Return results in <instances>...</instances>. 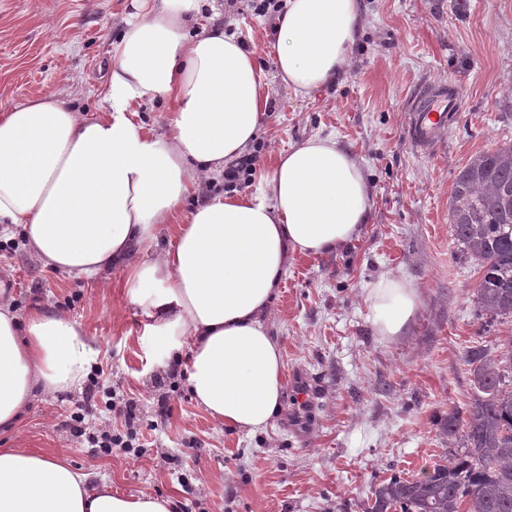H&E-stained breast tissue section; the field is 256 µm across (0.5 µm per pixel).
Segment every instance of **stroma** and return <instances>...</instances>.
Here are the masks:
<instances>
[{
	"label": "stroma",
	"mask_w": 512,
	"mask_h": 512,
	"mask_svg": "<svg viewBox=\"0 0 512 512\" xmlns=\"http://www.w3.org/2000/svg\"><path fill=\"white\" fill-rule=\"evenodd\" d=\"M361 0L362 31L344 73L295 96L275 69L276 36L247 0L203 5L202 24L223 23L255 51L276 109L248 193H258L282 151L335 137L362 163L372 209L358 239L319 256H288L268 327L284 357L282 407L262 432L224 429L200 407L186 378H170L167 340L141 313L158 293L130 299L124 274L88 284L43 267L22 231L0 238V283L19 314L48 303L83 327L104 386L135 400L143 421L158 395L172 412L157 442L127 456L92 455L70 427L82 390L46 395L18 424L23 447L94 466L113 490L176 501L177 512H367L382 480L411 477L453 440L439 424L472 396L465 353L512 335V320L483 331L474 301L479 275L457 252L448 199L475 153L512 145V0ZM130 0H0V110L58 93L76 111L100 113V92ZM452 81L466 99L434 148H417L407 109L423 88ZM394 276L418 293L408 328L379 335L367 290ZM314 395L297 409V391ZM168 448L172 464L154 459ZM194 478L186 493L178 474Z\"/></svg>",
	"instance_id": "35a3bbf8"
}]
</instances>
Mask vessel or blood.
Wrapping results in <instances>:
<instances>
[{
	"label": "vessel or blood",
	"instance_id": "obj_1",
	"mask_svg": "<svg viewBox=\"0 0 512 512\" xmlns=\"http://www.w3.org/2000/svg\"><path fill=\"white\" fill-rule=\"evenodd\" d=\"M463 95L456 83L433 85L413 99L409 108V131L423 149L434 146L448 128V115L460 111Z\"/></svg>",
	"mask_w": 512,
	"mask_h": 512
}]
</instances>
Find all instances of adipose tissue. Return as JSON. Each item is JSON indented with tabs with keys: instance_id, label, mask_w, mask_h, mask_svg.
<instances>
[{
	"instance_id": "1",
	"label": "adipose tissue",
	"mask_w": 512,
	"mask_h": 512,
	"mask_svg": "<svg viewBox=\"0 0 512 512\" xmlns=\"http://www.w3.org/2000/svg\"><path fill=\"white\" fill-rule=\"evenodd\" d=\"M110 53L107 107L76 112L50 93L0 112V238L22 226L33 257L93 282L127 276L131 294L162 289L146 330L186 357L196 402L225 428L252 434L281 408L283 358L267 317L289 253L348 246L368 220L371 190L359 160L331 137L279 153L262 195L221 193L176 224L196 179L215 180L257 137L268 94L257 57L223 26L190 35L201 0H131ZM360 0H286L276 19L278 75L308 96L336 79L361 27ZM168 102L165 133L145 131L134 105ZM175 241L133 257L162 225ZM381 335L413 320L417 291L385 277L368 290ZM93 350L67 314L20 317L0 287V431L37 399L78 389ZM92 468L25 448H0V512H174L168 498L113 492Z\"/></svg>"
}]
</instances>
